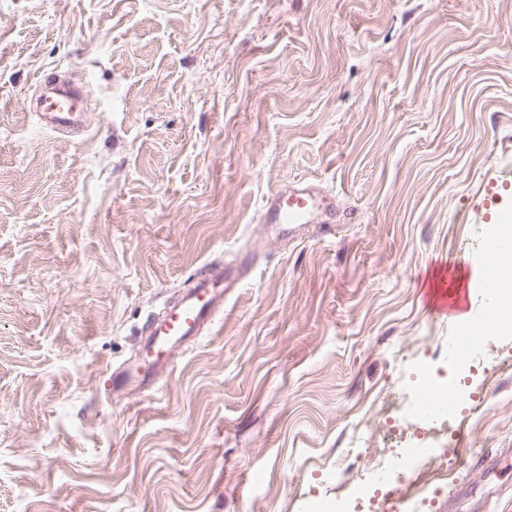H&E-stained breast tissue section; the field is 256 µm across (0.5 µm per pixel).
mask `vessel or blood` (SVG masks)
Here are the masks:
<instances>
[{
    "instance_id": "b4317fda",
    "label": "vessel or blood",
    "mask_w": 512,
    "mask_h": 512,
    "mask_svg": "<svg viewBox=\"0 0 512 512\" xmlns=\"http://www.w3.org/2000/svg\"><path fill=\"white\" fill-rule=\"evenodd\" d=\"M36 85L39 93L28 102L27 109L34 113L41 128L59 134L79 133L86 129L87 87L77 86L52 74L39 77ZM335 213V199L305 185H289L268 198L261 221L280 229L293 230L318 223L322 216ZM229 285L228 267L220 260L211 262L207 273L182 292L176 304L162 315L148 318L135 369L109 373L105 380L106 388H125L133 382L143 387L155 383L167 373L178 349L197 340L223 313L224 290ZM476 286L491 298L498 295L512 297V278L504 277L496 270H483ZM462 310L463 304L458 299L443 308L444 314L450 316L461 333L477 327L490 329L503 316L502 311L490 305L485 308L480 322L475 323L462 317Z\"/></svg>"
}]
</instances>
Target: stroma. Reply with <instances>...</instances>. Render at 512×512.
I'll return each instance as SVG.
<instances>
[{
    "instance_id": "1",
    "label": "stroma",
    "mask_w": 512,
    "mask_h": 512,
    "mask_svg": "<svg viewBox=\"0 0 512 512\" xmlns=\"http://www.w3.org/2000/svg\"><path fill=\"white\" fill-rule=\"evenodd\" d=\"M91 86L78 137L25 104ZM336 220L275 233L278 188ZM512 209V0H0V512H305L442 366L430 286L473 288ZM217 258L224 314L111 393L147 316ZM466 383L454 495L512 512V332Z\"/></svg>"
}]
</instances>
